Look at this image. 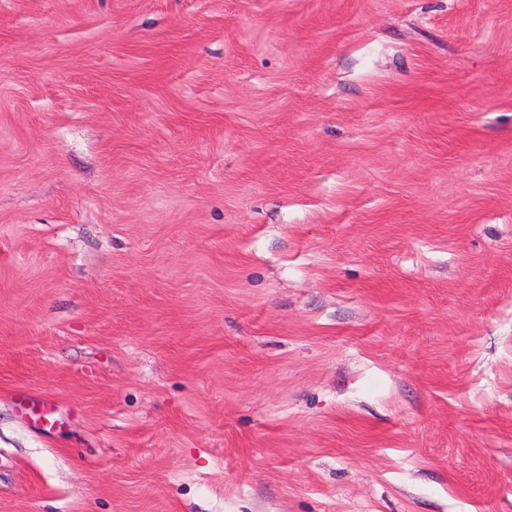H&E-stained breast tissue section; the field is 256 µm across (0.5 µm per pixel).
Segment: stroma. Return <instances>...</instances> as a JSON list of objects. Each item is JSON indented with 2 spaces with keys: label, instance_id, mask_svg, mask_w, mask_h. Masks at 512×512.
<instances>
[{
  "label": "stroma",
  "instance_id": "1",
  "mask_svg": "<svg viewBox=\"0 0 512 512\" xmlns=\"http://www.w3.org/2000/svg\"><path fill=\"white\" fill-rule=\"evenodd\" d=\"M0 512H512V0H0Z\"/></svg>",
  "mask_w": 512,
  "mask_h": 512
}]
</instances>
